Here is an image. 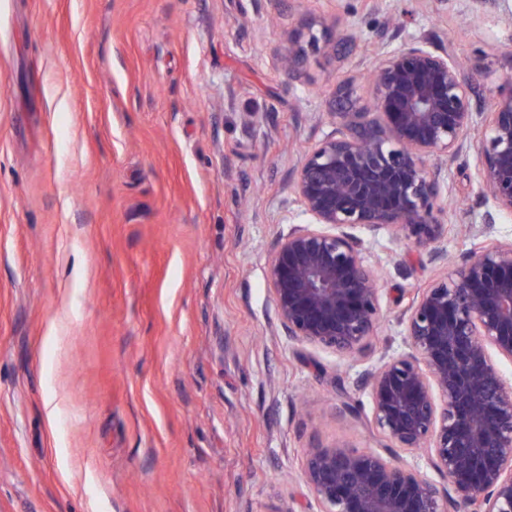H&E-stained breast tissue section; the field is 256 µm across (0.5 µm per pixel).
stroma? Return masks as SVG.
I'll use <instances>...</instances> for the list:
<instances>
[{"instance_id": "obj_1", "label": "stroma", "mask_w": 512, "mask_h": 512, "mask_svg": "<svg viewBox=\"0 0 512 512\" xmlns=\"http://www.w3.org/2000/svg\"><path fill=\"white\" fill-rule=\"evenodd\" d=\"M389 17L480 60L481 111L512 80V0H0V512H321L303 449L385 447L357 380L436 266L355 228L384 318L354 360L284 335L265 263L335 91L373 98L370 55L288 78L289 33ZM445 181L456 260L492 204Z\"/></svg>"}]
</instances>
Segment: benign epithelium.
Segmentation results:
<instances>
[{
	"mask_svg": "<svg viewBox=\"0 0 512 512\" xmlns=\"http://www.w3.org/2000/svg\"><path fill=\"white\" fill-rule=\"evenodd\" d=\"M378 33L371 71L374 105L340 90L329 113L334 133L305 150L292 191L310 218L280 237L266 280L288 338L364 354L381 320L378 274L349 229L395 230L431 261L445 232L447 167L476 154L486 211L470 226L478 243L420 289L401 315L408 351L384 356L358 380L368 391L381 450L311 448L303 476L322 512H512V242L491 237L512 215V83L491 112H479V62L424 37L400 48ZM309 28L288 37L281 57L297 75ZM422 449L448 486L439 489L400 461Z\"/></svg>",
	"mask_w": 512,
	"mask_h": 512,
	"instance_id": "1",
	"label": "benign epithelium"
}]
</instances>
